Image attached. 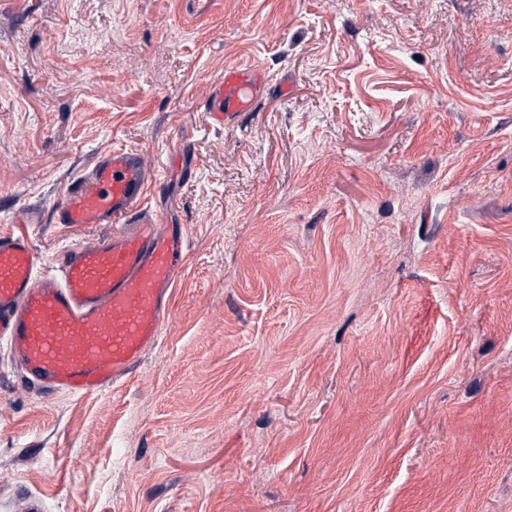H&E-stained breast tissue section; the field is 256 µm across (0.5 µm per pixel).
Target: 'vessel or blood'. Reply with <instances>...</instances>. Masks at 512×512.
I'll list each match as a JSON object with an SVG mask.
<instances>
[{
  "mask_svg": "<svg viewBox=\"0 0 512 512\" xmlns=\"http://www.w3.org/2000/svg\"><path fill=\"white\" fill-rule=\"evenodd\" d=\"M265 81L263 68L225 67L203 100L204 123H238L255 111ZM149 185L143 157L123 149L72 180L47 218L112 231L67 246L49 273L25 231L0 234V346L28 382L53 393H101L128 379L162 336L188 235L145 207ZM47 218L34 210L28 221Z\"/></svg>",
  "mask_w": 512,
  "mask_h": 512,
  "instance_id": "vessel-or-blood-1",
  "label": "vessel or blood"
}]
</instances>
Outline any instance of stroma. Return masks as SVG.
Listing matches in <instances>:
<instances>
[{"label": "stroma", "mask_w": 512, "mask_h": 512, "mask_svg": "<svg viewBox=\"0 0 512 512\" xmlns=\"http://www.w3.org/2000/svg\"><path fill=\"white\" fill-rule=\"evenodd\" d=\"M117 148L171 319L90 397L0 352V512H512V0H0V233H106L24 209ZM267 80L261 67L226 66L224 77L212 85L200 112L209 127L236 124L247 112H254L259 92Z\"/></svg>", "instance_id": "1"}]
</instances>
